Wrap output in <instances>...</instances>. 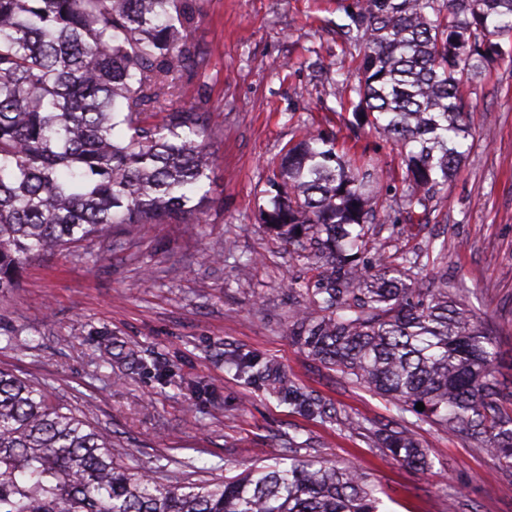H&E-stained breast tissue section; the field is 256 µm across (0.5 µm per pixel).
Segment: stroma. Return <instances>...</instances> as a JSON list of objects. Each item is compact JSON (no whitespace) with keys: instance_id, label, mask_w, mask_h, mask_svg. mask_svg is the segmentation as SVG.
Wrapping results in <instances>:
<instances>
[{"instance_id":"stroma-1","label":"stroma","mask_w":512,"mask_h":512,"mask_svg":"<svg viewBox=\"0 0 512 512\" xmlns=\"http://www.w3.org/2000/svg\"><path fill=\"white\" fill-rule=\"evenodd\" d=\"M355 0H203L196 37L207 66L181 80V102L211 111V204L202 228L144 224L123 249L98 239L32 259L0 294V368L46 386L110 435L116 462L170 482L221 480L272 463L289 440L359 465L388 493L382 512H512V471L398 414L326 368L290 337L288 285L313 280L306 258L257 221L273 168L304 132L372 158L378 206L368 222L387 255L444 252L448 279L487 322L498 375L512 382V60L464 94L469 154L446 191L411 206L399 147L355 124L345 80L356 48L336 33ZM220 251L224 261L206 262ZM252 260L248 276L239 261ZM134 351L120 363L106 340ZM236 350L278 361L301 386L365 424L350 431L302 415L224 364ZM166 369L158 376L155 365ZM405 421L433 461L415 471L382 456L373 433Z\"/></svg>"}]
</instances>
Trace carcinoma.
Returning a JSON list of instances; mask_svg holds the SVG:
<instances>
[{
    "label": "carcinoma",
    "mask_w": 512,
    "mask_h": 512,
    "mask_svg": "<svg viewBox=\"0 0 512 512\" xmlns=\"http://www.w3.org/2000/svg\"><path fill=\"white\" fill-rule=\"evenodd\" d=\"M201 0H0V293L36 256L165 219L206 223L211 110L178 104L205 65ZM338 25L363 46L354 114L401 149L410 199L448 186L471 136L463 88L504 58L512 0H360ZM367 167L307 132L268 180L258 222L317 270L288 319L313 359L397 412L512 471V384L498 378L491 329L418 260L372 252ZM224 364L299 413L363 428L272 360ZM425 409H416L417 403ZM393 461H432L407 427L374 432ZM383 489L354 464L291 441L272 465L209 482L164 483L114 460L112 441L0 369V512H380Z\"/></svg>",
    "instance_id": "obj_1"
}]
</instances>
